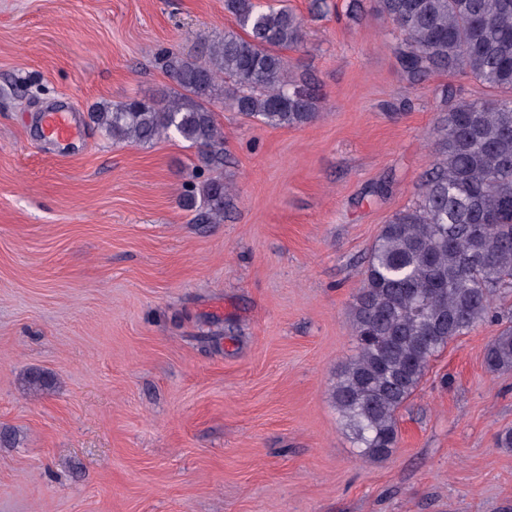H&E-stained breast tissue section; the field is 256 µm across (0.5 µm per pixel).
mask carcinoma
<instances>
[{
  "instance_id": "1",
  "label": "carcinoma",
  "mask_w": 512,
  "mask_h": 512,
  "mask_svg": "<svg viewBox=\"0 0 512 512\" xmlns=\"http://www.w3.org/2000/svg\"><path fill=\"white\" fill-rule=\"evenodd\" d=\"M393 55L415 85L448 72L492 88L491 100L446 90L432 136L431 169L416 201L396 213L368 253L351 306L355 353L340 367L332 399L358 455L386 460L399 443L397 412L449 342L483 324L512 287V0H376ZM237 30L200 58L169 49L159 61L174 83L164 98L101 104L90 113L115 143L181 140L197 149V175L213 172L183 206L224 220L234 188L224 171V132L211 102L270 127L316 116L309 82L288 76L282 51L303 41L304 22L284 6L224 0ZM491 372L512 370V316L486 345Z\"/></svg>"
}]
</instances>
